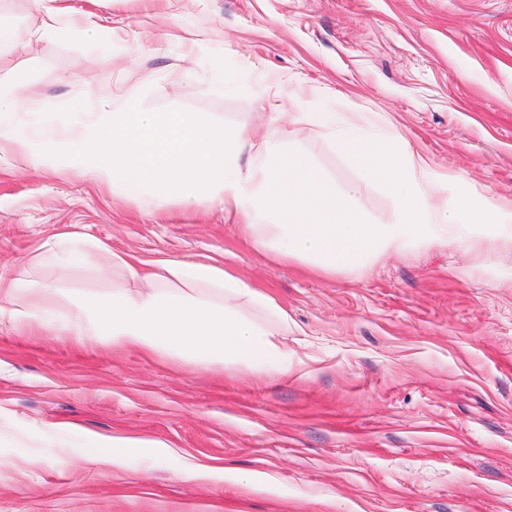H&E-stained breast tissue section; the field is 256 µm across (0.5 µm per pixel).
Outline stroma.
I'll return each instance as SVG.
<instances>
[{
    "label": "stroma",
    "mask_w": 512,
    "mask_h": 512,
    "mask_svg": "<svg viewBox=\"0 0 512 512\" xmlns=\"http://www.w3.org/2000/svg\"><path fill=\"white\" fill-rule=\"evenodd\" d=\"M0 0V88L28 76L43 112L76 103L191 112L356 169L327 130L377 123L425 158L439 198L512 206V0ZM223 59L228 89L212 81ZM102 242L58 268L42 245ZM469 244L413 242L325 273L256 250L224 205L153 210L67 168L0 153V270L74 295L136 288L112 252L217 262L288 315H245L287 349V376L76 345L59 328L0 325V512H512V227ZM78 424L70 466L55 424ZM169 445L127 469L85 460L88 437ZM200 477L182 478L185 466ZM251 472L245 485L237 474Z\"/></svg>",
    "instance_id": "stroma-1"
}]
</instances>
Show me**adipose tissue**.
Returning a JSON list of instances; mask_svg holds the SVG:
<instances>
[{"label": "adipose tissue", "mask_w": 512, "mask_h": 512, "mask_svg": "<svg viewBox=\"0 0 512 512\" xmlns=\"http://www.w3.org/2000/svg\"><path fill=\"white\" fill-rule=\"evenodd\" d=\"M305 118L328 130L334 149L361 181L389 190L391 222H367L355 205L358 184L337 187L307 156L270 137L253 142L187 112H139L128 104L108 112H34L0 93V139L10 142L15 163L74 169L112 194L146 205L171 195L221 199L256 248L325 271L362 267L376 251L399 250L414 240L442 241L452 228L461 233L470 224L512 223V210H479L464 195L437 204L423 161L401 155L388 133L344 124L332 112ZM245 152L250 163L243 167L239 157ZM112 263L144 281V288L80 301L60 288H39L23 310L12 302L24 281L0 273V319L15 329L34 319L57 323L80 342L287 374V351L230 305L242 299L287 322V313L248 281L208 263L145 262L120 252ZM146 446L139 439L97 437L89 458L122 470Z\"/></svg>", "instance_id": "adipose-tissue-1"}]
</instances>
